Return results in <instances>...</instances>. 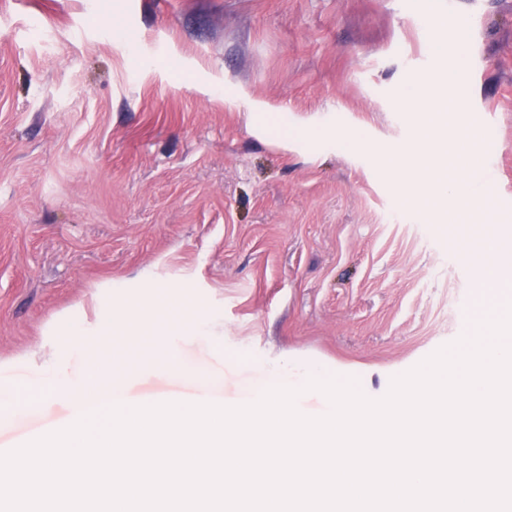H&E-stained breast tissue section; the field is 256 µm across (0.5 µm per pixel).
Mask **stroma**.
<instances>
[{
	"mask_svg": "<svg viewBox=\"0 0 512 512\" xmlns=\"http://www.w3.org/2000/svg\"><path fill=\"white\" fill-rule=\"evenodd\" d=\"M487 113L512 201V0H0V448L65 421L38 360L101 373L53 324L125 300L208 320L127 395L246 403L273 367L369 398L500 313L385 166L418 71Z\"/></svg>",
	"mask_w": 512,
	"mask_h": 512,
	"instance_id": "35a3bbf8",
	"label": "stroma"
}]
</instances>
